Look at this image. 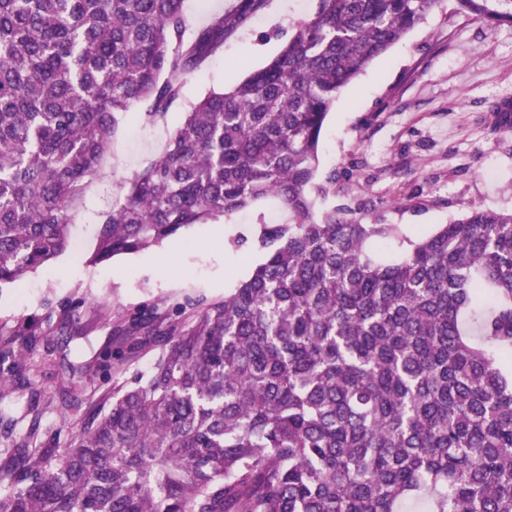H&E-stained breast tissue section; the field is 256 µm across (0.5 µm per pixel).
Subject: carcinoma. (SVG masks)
Here are the masks:
<instances>
[{"mask_svg": "<svg viewBox=\"0 0 512 512\" xmlns=\"http://www.w3.org/2000/svg\"><path fill=\"white\" fill-rule=\"evenodd\" d=\"M270 0H234L186 37L184 0H0V286L63 255L122 118L169 124L181 76ZM442 0H317L261 68L183 104L160 154L112 189L92 262L194 224L262 255L224 298L113 321L69 402L0 445V512H512V211L472 205L409 237L315 210L336 98ZM512 26V0H451ZM274 200L283 219L259 209ZM0 327V363L22 356ZM153 354L146 372L120 375Z\"/></svg>", "mask_w": 512, "mask_h": 512, "instance_id": "cac0c4a2", "label": "carcinoma"}]
</instances>
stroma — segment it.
I'll return each instance as SVG.
<instances>
[{
  "mask_svg": "<svg viewBox=\"0 0 512 512\" xmlns=\"http://www.w3.org/2000/svg\"><path fill=\"white\" fill-rule=\"evenodd\" d=\"M316 0H271L224 45L222 54L183 75V93L194 101L222 90L229 74L259 68L287 41L291 26L313 15ZM512 97V26L494 29L433 10L337 99L320 145V172L348 168L329 205L372 201L367 221L430 231L465 215L471 205L512 209V132L494 129L490 106ZM127 116L112 141L101 180L87 193L88 209L76 222L64 255L0 287V325H32L35 348L15 367L12 387L0 392V432L39 421L55 431L69 400L72 370L95 363L113 342L112 321L149 306L167 312L184 296L209 300L250 274L257 253L229 249L225 238L240 223L197 224L162 246L93 264L94 224L112 206L113 181L143 169L162 149L167 133L146 127L131 141ZM79 307L77 331L57 346L64 308ZM37 413H29L32 393Z\"/></svg>",
  "mask_w": 512,
  "mask_h": 512,
  "instance_id": "obj_1",
  "label": "stroma"
}]
</instances>
